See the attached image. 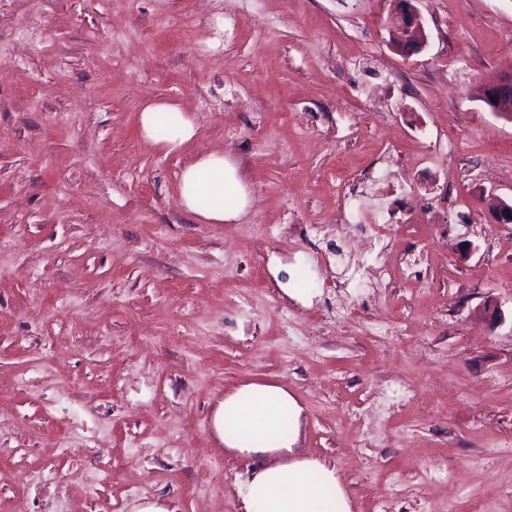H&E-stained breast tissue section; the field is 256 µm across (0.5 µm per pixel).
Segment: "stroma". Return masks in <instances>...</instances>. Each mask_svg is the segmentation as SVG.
<instances>
[{"label": "stroma", "instance_id": "stroma-1", "mask_svg": "<svg viewBox=\"0 0 512 512\" xmlns=\"http://www.w3.org/2000/svg\"><path fill=\"white\" fill-rule=\"evenodd\" d=\"M419 8L407 59L391 0H0V512H241L211 416L256 379L352 512H512V226L480 201L512 202V118L474 96L512 67V0ZM157 102L197 123L178 150L143 137ZM215 150L251 204L202 224L179 173ZM361 172L379 284L363 225L336 246ZM413 0H394L390 18L392 40L405 57L420 52L427 42L423 17ZM345 187V204L347 207V212H343L340 216L339 225L345 224H366L368 225L374 234L380 238H386V235L383 231L384 226L381 222L380 216L378 214L371 213L367 209L363 208V205L360 201L361 190H359L358 184L355 183L354 179L352 181L348 180L344 183Z\"/></svg>", "mask_w": 512, "mask_h": 512}]
</instances>
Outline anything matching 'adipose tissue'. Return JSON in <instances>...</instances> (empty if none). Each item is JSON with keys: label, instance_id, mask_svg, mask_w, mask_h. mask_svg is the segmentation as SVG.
<instances>
[{"label": "adipose tissue", "instance_id": "obj_1", "mask_svg": "<svg viewBox=\"0 0 512 512\" xmlns=\"http://www.w3.org/2000/svg\"><path fill=\"white\" fill-rule=\"evenodd\" d=\"M171 103H152L140 116L144 137L170 151L191 140L193 119L178 115L167 134L158 131V116L174 111ZM209 196L199 207L200 196ZM180 204L195 219L221 224L245 211L250 198L235 163L211 153L181 174ZM302 407L287 388L271 381H249L226 392L212 416V427L225 449L252 462L238 486L242 512H351L335 467L299 453Z\"/></svg>", "mask_w": 512, "mask_h": 512}]
</instances>
